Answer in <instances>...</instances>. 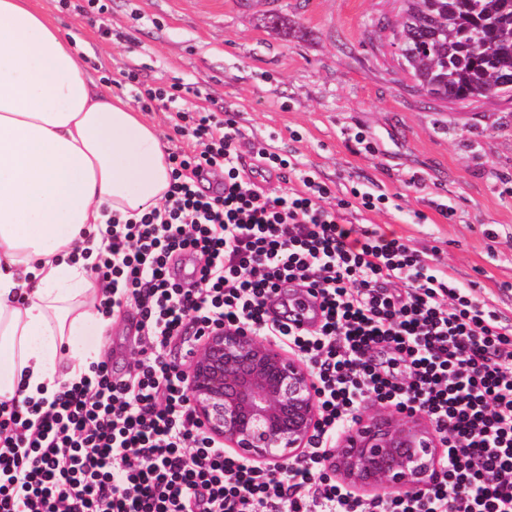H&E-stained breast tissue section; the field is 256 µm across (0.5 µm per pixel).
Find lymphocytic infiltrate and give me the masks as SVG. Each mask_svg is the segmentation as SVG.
Instances as JSON below:
<instances>
[{
  "mask_svg": "<svg viewBox=\"0 0 512 512\" xmlns=\"http://www.w3.org/2000/svg\"><path fill=\"white\" fill-rule=\"evenodd\" d=\"M131 91L143 110L175 112L195 145L169 155L162 205L112 216L91 266L112 287L103 312L138 316L136 359L91 364L47 403L0 402V512H512V320L402 238L346 221L385 209L387 193L337 197L259 145L261 167L298 183L268 195L245 173L231 111L186 107L179 86L136 76ZM293 282L321 300L314 331L270 317ZM217 326L268 337L313 373L318 424L284 473L226 450L193 414L178 361ZM374 402L440 433L426 488L363 498L324 476L337 429Z\"/></svg>",
  "mask_w": 512,
  "mask_h": 512,
  "instance_id": "lymphocytic-infiltrate-1",
  "label": "lymphocytic infiltrate"
}]
</instances>
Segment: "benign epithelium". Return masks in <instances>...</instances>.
<instances>
[{"mask_svg": "<svg viewBox=\"0 0 512 512\" xmlns=\"http://www.w3.org/2000/svg\"><path fill=\"white\" fill-rule=\"evenodd\" d=\"M188 396L208 434L243 458L284 467L318 418L310 368L243 329L218 327L184 368ZM439 435L422 417L382 407L340 438L330 470L356 488L420 490L440 466Z\"/></svg>", "mask_w": 512, "mask_h": 512, "instance_id": "1", "label": "benign epithelium"}]
</instances>
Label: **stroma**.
Returning <instances> with one entry per match:
<instances>
[{
	"label": "stroma",
	"mask_w": 512,
	"mask_h": 512,
	"mask_svg": "<svg viewBox=\"0 0 512 512\" xmlns=\"http://www.w3.org/2000/svg\"><path fill=\"white\" fill-rule=\"evenodd\" d=\"M38 0L98 82L179 85L234 111L247 142L271 144L337 196L366 185L387 209L348 221L402 237L512 317V107L431 102L399 81L386 21L397 0ZM278 11L288 27H266ZM364 133L370 150L359 149ZM453 209L442 216L437 204ZM124 309L101 355L129 366L139 337Z\"/></svg>",
	"instance_id": "obj_1"
}]
</instances>
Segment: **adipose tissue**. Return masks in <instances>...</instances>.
<instances>
[{
    "instance_id": "obj_1",
    "label": "adipose tissue",
    "mask_w": 512,
    "mask_h": 512,
    "mask_svg": "<svg viewBox=\"0 0 512 512\" xmlns=\"http://www.w3.org/2000/svg\"><path fill=\"white\" fill-rule=\"evenodd\" d=\"M170 174L157 127L32 0H0V401L52 398L99 361L112 320L80 253L112 214L160 205Z\"/></svg>"
}]
</instances>
